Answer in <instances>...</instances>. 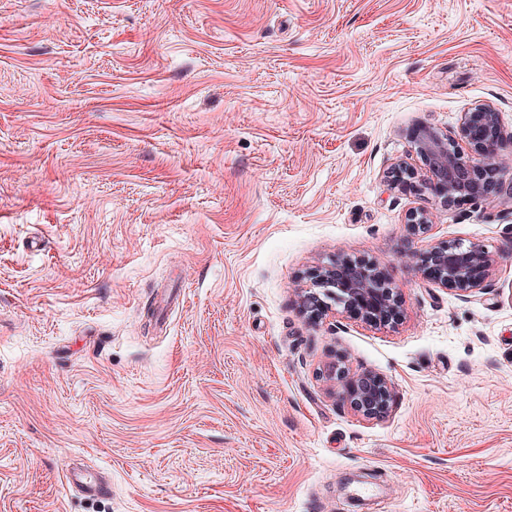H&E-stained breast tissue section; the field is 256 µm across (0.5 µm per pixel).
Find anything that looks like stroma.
I'll return each instance as SVG.
<instances>
[{
  "label": "stroma",
  "mask_w": 512,
  "mask_h": 512,
  "mask_svg": "<svg viewBox=\"0 0 512 512\" xmlns=\"http://www.w3.org/2000/svg\"><path fill=\"white\" fill-rule=\"evenodd\" d=\"M478 104L511 138L512 0H0V512H512V205L386 178ZM456 239L501 254L465 300ZM342 256L391 324L301 312ZM497 266V255L479 242L450 240L432 245L421 254L422 274L439 288L462 298L480 293ZM478 267L481 275L472 270ZM318 375L333 393H336L337 388L341 398L364 418L384 417L390 408L391 382L377 372L365 370L350 373L344 361L338 359L319 368ZM65 477L67 483L71 487L77 488L79 491L85 493L88 496H96L102 494L106 489V483L100 478L91 479L88 478L83 470L78 468H68L65 471Z\"/></svg>",
  "instance_id": "35a3bbf8"
}]
</instances>
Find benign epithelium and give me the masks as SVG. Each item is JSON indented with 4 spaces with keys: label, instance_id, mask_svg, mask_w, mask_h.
Here are the masks:
<instances>
[{
    "label": "benign epithelium",
    "instance_id": "1",
    "mask_svg": "<svg viewBox=\"0 0 512 512\" xmlns=\"http://www.w3.org/2000/svg\"><path fill=\"white\" fill-rule=\"evenodd\" d=\"M409 138L418 164L395 163L388 175L391 188L430 194L446 207L463 197L483 200L484 192L477 190V185L486 182L499 198L512 203V178H505L494 163L504 142L498 114L491 106L480 104L464 113L453 139L427 126L412 130ZM405 224L410 234H425L432 227L431 213L414 209ZM496 266L497 255L486 245L462 240L439 242L423 252L420 260L426 278L462 298L483 290ZM300 301L315 317L338 307L344 311L355 308L363 320L380 326L388 325L398 314L397 294L389 283L371 266L348 258L315 268ZM318 375L367 419L381 418L390 408L391 382L377 372L352 373L339 359L323 365Z\"/></svg>",
    "mask_w": 512,
    "mask_h": 512
}]
</instances>
